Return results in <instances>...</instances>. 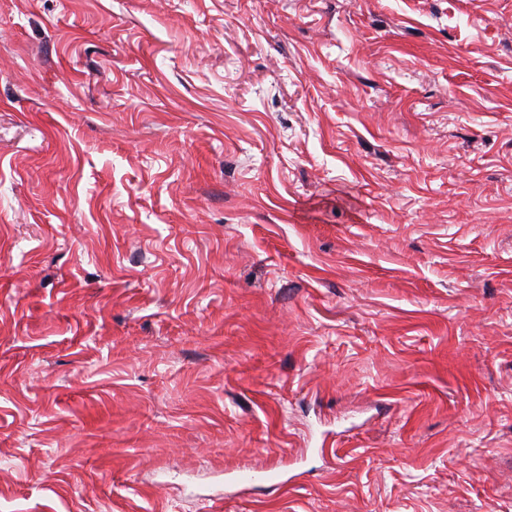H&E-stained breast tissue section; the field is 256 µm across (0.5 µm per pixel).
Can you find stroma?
I'll return each mask as SVG.
<instances>
[{"label": "stroma", "mask_w": 512, "mask_h": 512, "mask_svg": "<svg viewBox=\"0 0 512 512\" xmlns=\"http://www.w3.org/2000/svg\"><path fill=\"white\" fill-rule=\"evenodd\" d=\"M0 512H512V0H0Z\"/></svg>", "instance_id": "obj_1"}]
</instances>
